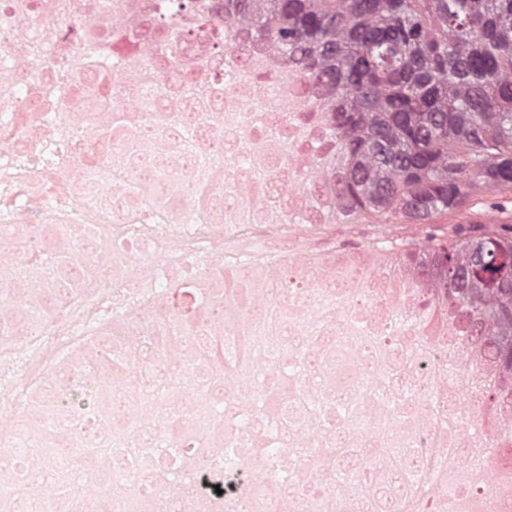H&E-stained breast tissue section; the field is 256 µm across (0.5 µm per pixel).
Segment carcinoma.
Listing matches in <instances>:
<instances>
[{
	"mask_svg": "<svg viewBox=\"0 0 512 512\" xmlns=\"http://www.w3.org/2000/svg\"><path fill=\"white\" fill-rule=\"evenodd\" d=\"M0 31V138L42 162L40 208L112 217L0 224V344L39 333L110 251L136 263L130 231L430 224L474 188L512 191V0H3ZM454 235L170 258L163 291L27 392L0 439V512L508 495L512 237Z\"/></svg>",
	"mask_w": 512,
	"mask_h": 512,
	"instance_id": "1",
	"label": "carcinoma"
}]
</instances>
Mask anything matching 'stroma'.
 Returning <instances> with one entry per match:
<instances>
[{
    "label": "stroma",
    "mask_w": 512,
    "mask_h": 512,
    "mask_svg": "<svg viewBox=\"0 0 512 512\" xmlns=\"http://www.w3.org/2000/svg\"><path fill=\"white\" fill-rule=\"evenodd\" d=\"M495 195L474 190L470 209L435 218L430 224H323L304 226L303 230L285 235L269 234L266 225L250 227V238L272 257L320 255L336 244L363 243L370 232L389 233L407 239L421 240L428 233L451 235L455 225L473 221L487 229L512 236V193L504 196L502 210H495ZM167 246L142 251L145 266L166 265L174 251H194L201 259H216L237 247L236 231L226 226L202 227L189 234L177 225L163 228ZM142 288L136 273L115 272L111 267L99 269L81 299L67 305L57 318L39 335L16 344L0 346V429L9 430L21 412L24 394L35 385L41 374L69 349L84 341L89 331L98 328L112 316L129 311L140 298Z\"/></svg>",
    "instance_id": "1"
}]
</instances>
